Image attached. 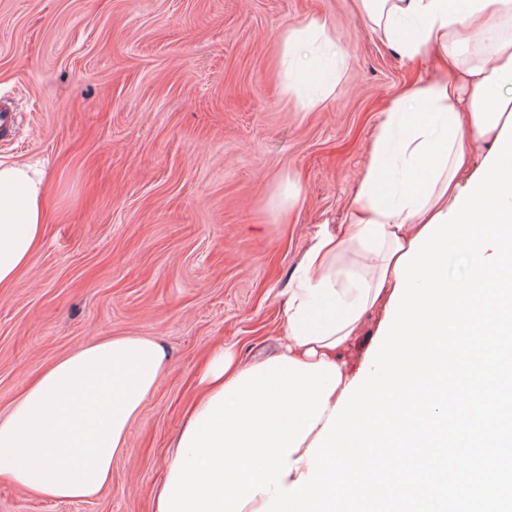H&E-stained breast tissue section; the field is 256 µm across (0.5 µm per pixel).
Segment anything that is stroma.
Masks as SVG:
<instances>
[{
	"mask_svg": "<svg viewBox=\"0 0 512 512\" xmlns=\"http://www.w3.org/2000/svg\"><path fill=\"white\" fill-rule=\"evenodd\" d=\"M336 75L286 61L310 18ZM433 72L356 0H0V160L40 161L49 222L0 295V414L85 341L160 340L169 367L88 501L0 478V512H153L210 347H276L306 252L357 201L384 114ZM320 35L325 38V41L330 46H333V41L331 37L327 34L325 29V24L322 23L317 18H312L307 22L305 28L298 32H293L287 34L284 38V53L288 57H291L292 60L296 59V53L294 52V47L297 44L302 43L307 36L309 35Z\"/></svg>",
	"mask_w": 512,
	"mask_h": 512,
	"instance_id": "stroma-1",
	"label": "stroma"
}]
</instances>
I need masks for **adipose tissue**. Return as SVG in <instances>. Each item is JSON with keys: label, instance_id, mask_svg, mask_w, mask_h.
Returning a JSON list of instances; mask_svg holds the SVG:
<instances>
[{"label": "adipose tissue", "instance_id": "ef3b65f1", "mask_svg": "<svg viewBox=\"0 0 512 512\" xmlns=\"http://www.w3.org/2000/svg\"><path fill=\"white\" fill-rule=\"evenodd\" d=\"M359 8L402 55L436 50L438 73L385 112L345 232L319 238L288 290L277 353L304 364H340L366 315L388 307L398 258L470 180L473 141L497 140L512 114V38L493 56L468 53L469 27L490 8L511 22L512 0H359ZM48 221L40 163L0 161V291L17 283ZM166 359L155 339L110 336L57 360L0 416V476L50 499L96 497ZM245 369L233 349H213L183 424Z\"/></svg>", "mask_w": 512, "mask_h": 512}]
</instances>
